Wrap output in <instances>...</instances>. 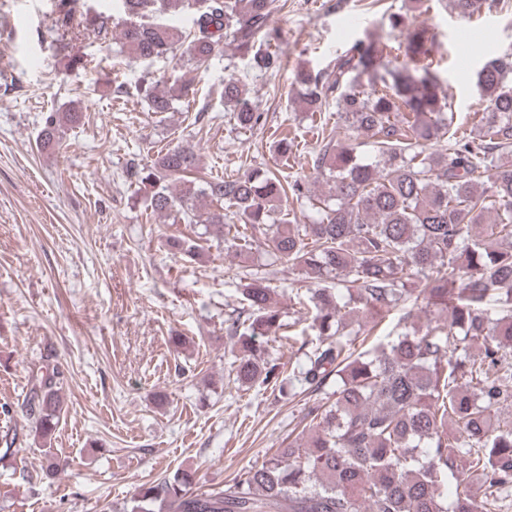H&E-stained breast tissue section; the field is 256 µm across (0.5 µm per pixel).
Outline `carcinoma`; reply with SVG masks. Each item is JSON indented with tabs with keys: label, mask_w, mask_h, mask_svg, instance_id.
I'll return each instance as SVG.
<instances>
[{
	"label": "carcinoma",
	"mask_w": 512,
	"mask_h": 512,
	"mask_svg": "<svg viewBox=\"0 0 512 512\" xmlns=\"http://www.w3.org/2000/svg\"><path fill=\"white\" fill-rule=\"evenodd\" d=\"M76 0H58L55 26L69 32ZM470 19L496 0H451ZM129 24L121 51L147 60L181 49L196 67L208 64L224 37L250 55L251 67H281L270 50L276 39L273 0H119ZM194 14L183 30L155 13ZM435 35L410 28L405 54L415 73L389 70L387 45L356 42L327 71L295 74L297 98L314 117L336 100V139L312 161L326 177L327 199L306 224H284L279 205L306 197L304 183L270 170L193 181L175 193L171 181L198 168L193 151L176 146L151 165L135 166L150 188L146 209L166 215L179 208L190 222L222 234L249 257L256 233L271 257L317 279L297 300L291 322L274 302L275 288L248 266L236 273L239 307L225 323L238 347L233 381L275 388L298 380L314 396L304 426L278 454L250 467L221 490L192 491L195 476L181 470L139 488L123 512H502L512 507V55L489 58L477 75L485 107L473 113L474 132L459 134L457 113L431 72ZM368 82H363V78ZM147 110L173 109L188 94L148 82L139 88ZM224 105L238 125L252 129L254 111L240 81L224 78ZM80 111L44 116L38 144L48 149ZM370 140L373 158L359 151ZM209 201V209L196 203ZM170 250L192 258V239L172 237ZM351 290L339 300V289ZM425 303L426 329L405 330L356 351L344 334L350 304L362 305L364 337L393 310L407 319ZM310 316L317 342L291 374L265 356L263 343L290 339ZM40 375L25 395L33 441L45 473L57 470L51 448L62 410L63 371L46 352ZM19 433L0 436V461L14 455ZM460 487L453 502L440 484Z\"/></svg>",
	"instance_id": "carcinoma-1"
}]
</instances>
